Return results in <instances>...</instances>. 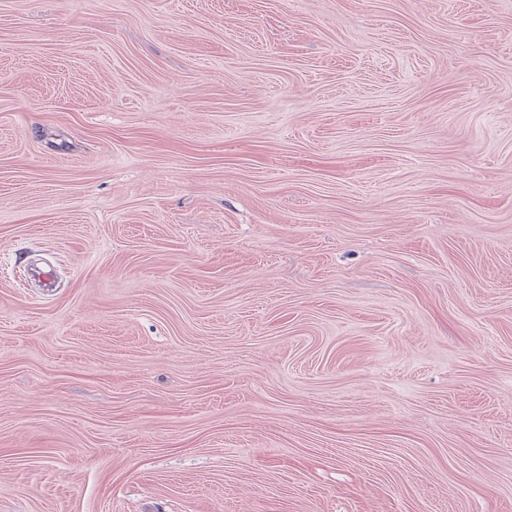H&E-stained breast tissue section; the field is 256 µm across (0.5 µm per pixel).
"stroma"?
I'll list each match as a JSON object with an SVG mask.
<instances>
[{
  "instance_id": "1",
  "label": "stroma",
  "mask_w": 512,
  "mask_h": 512,
  "mask_svg": "<svg viewBox=\"0 0 512 512\" xmlns=\"http://www.w3.org/2000/svg\"><path fill=\"white\" fill-rule=\"evenodd\" d=\"M0 512H512V0H0Z\"/></svg>"
}]
</instances>
